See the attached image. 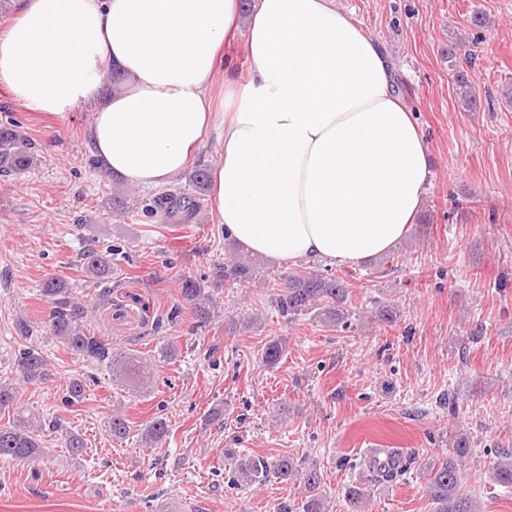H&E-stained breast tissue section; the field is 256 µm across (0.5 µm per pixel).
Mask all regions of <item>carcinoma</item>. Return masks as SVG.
Returning <instances> with one entry per match:
<instances>
[{
  "label": "carcinoma",
  "mask_w": 512,
  "mask_h": 512,
  "mask_svg": "<svg viewBox=\"0 0 512 512\" xmlns=\"http://www.w3.org/2000/svg\"><path fill=\"white\" fill-rule=\"evenodd\" d=\"M455 93L460 106L468 111L477 108L479 99L473 79L457 70L453 74ZM36 144L20 131L17 122L0 125V176L25 173L37 164ZM199 199L182 192L162 193L150 203L143 205L148 214H158L170 224H180L190 218ZM80 264L86 273L98 283L105 282L112 275V253L89 249L80 256ZM259 273V262L250 258L236 256L228 264L216 267L219 282L233 281L239 288H249L255 283ZM284 293L276 298L281 314L294 319L306 312L315 311L325 324L336 325L345 322L348 313L349 291L335 278H329L316 271H293L284 277ZM42 295L51 304L48 328L72 354L90 365H106L112 370V380L125 384L137 391L155 378V367L159 363L169 362L179 355L178 342L169 339L157 352V358L135 353H118L112 344L89 329L86 323V310L77 299L72 297L71 289L65 281L53 277L45 281ZM182 299L190 304L200 326L215 317L216 300L206 293V289L193 279L181 284ZM286 350L283 340L268 343L261 354L262 361L268 365L278 363ZM19 376L25 383L42 381L48 376L47 362L38 350L27 347L19 352L15 360ZM95 378L86 375L76 378L70 385V394L65 403L80 399L86 392L88 382ZM129 421L114 410L110 417L112 436L122 438L129 433ZM57 437L65 447L75 453L86 448L84 439L66 428L59 420H43L38 412L17 413L9 427L0 426V458L35 462L46 453L43 445L45 435ZM170 435L168 422L163 417H154L140 432V444L144 448L162 447ZM471 452L467 441L459 437L454 441L448 455L438 458L427 468V492L434 505V512H481L478 501L461 492L459 482V462ZM369 472L368 486H352L347 497L351 507L357 512L367 506L370 495L369 484L389 481L397 478L406 470L402 463L391 473H380L365 463ZM231 484L239 488L263 485L270 480L299 483L303 489L302 504L299 512H325V499L321 491V476L314 467L304 468L288 456L269 460L262 456L234 454L230 466ZM491 480L503 487L512 488V453H500L492 466Z\"/></svg>",
  "instance_id": "cac0c4a2"
}]
</instances>
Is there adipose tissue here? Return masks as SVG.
Returning a JSON list of instances; mask_svg holds the SVG:
<instances>
[{
  "label": "adipose tissue",
  "instance_id": "obj_1",
  "mask_svg": "<svg viewBox=\"0 0 512 512\" xmlns=\"http://www.w3.org/2000/svg\"><path fill=\"white\" fill-rule=\"evenodd\" d=\"M245 31V83L208 88ZM123 75L103 94L106 71ZM0 85L33 112L92 108L99 169L144 189L217 131L210 202L259 258L357 267L389 254L421 207L428 151L394 94L385 49L335 0H19L0 34Z\"/></svg>",
  "mask_w": 512,
  "mask_h": 512
}]
</instances>
